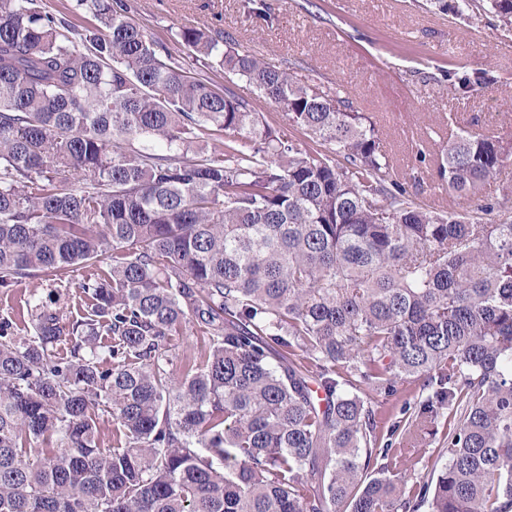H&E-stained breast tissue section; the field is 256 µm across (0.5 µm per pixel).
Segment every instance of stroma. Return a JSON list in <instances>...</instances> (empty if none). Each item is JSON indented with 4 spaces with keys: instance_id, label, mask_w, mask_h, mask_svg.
<instances>
[{
    "instance_id": "35a3bbf8",
    "label": "stroma",
    "mask_w": 512,
    "mask_h": 512,
    "mask_svg": "<svg viewBox=\"0 0 512 512\" xmlns=\"http://www.w3.org/2000/svg\"><path fill=\"white\" fill-rule=\"evenodd\" d=\"M130 15L176 62L195 76L230 89L251 103L278 135L306 148L310 139L284 112L259 97L237 75L214 71L178 42L175 30L209 25L223 31L240 51L258 55L317 93L343 92L356 110L374 122L399 177L416 203L425 208L473 210V203L442 194L430 171L413 166L417 146L453 137L461 127L512 137V28L490 14L469 22L447 0V10L416 0H265L270 20L256 16L247 0H128ZM489 81L462 98L448 91V65ZM111 258L90 267L58 271L57 287L40 278L0 288V317H10L16 335L32 332L30 308L40 303L65 318L81 315L87 301L78 285L87 277L107 276Z\"/></svg>"
}]
</instances>
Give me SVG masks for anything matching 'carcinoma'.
I'll list each match as a JSON object with an SVG mask.
<instances>
[{"mask_svg": "<svg viewBox=\"0 0 512 512\" xmlns=\"http://www.w3.org/2000/svg\"><path fill=\"white\" fill-rule=\"evenodd\" d=\"M463 2L512 27V0ZM69 11L93 23L0 0V288L109 253L112 274L80 282V318L0 320V512H512V222L420 207L349 99L222 31L177 38L335 154L189 75L125 0ZM510 159L464 128L414 154L485 215ZM190 320L204 353L174 377ZM416 383L382 429L364 395ZM431 425L448 462L411 474Z\"/></svg>", "mask_w": 512, "mask_h": 512, "instance_id": "carcinoma-1", "label": "carcinoma"}]
</instances>
